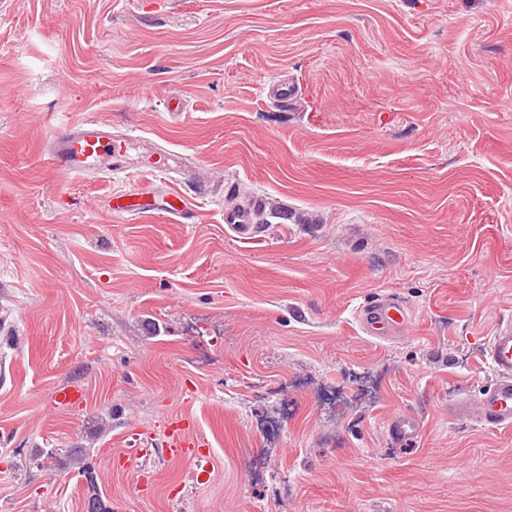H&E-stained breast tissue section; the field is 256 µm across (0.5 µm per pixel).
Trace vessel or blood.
Listing matches in <instances>:
<instances>
[{"label": "vessel or blood", "instance_id": "vessel-or-blood-1", "mask_svg": "<svg viewBox=\"0 0 512 512\" xmlns=\"http://www.w3.org/2000/svg\"><path fill=\"white\" fill-rule=\"evenodd\" d=\"M126 138L113 134L112 127L100 120L84 117L70 122L43 143V153L63 178L84 180L106 172L110 158L124 154ZM157 170L166 175V188L154 192L147 188L119 191L111 198L114 212L136 218L163 213L178 224L194 223L197 212L189 196L186 180L168 176L171 150L157 148ZM224 222L242 240L258 237L260 228L252 224L250 213L239 209L225 213ZM361 329L370 336L391 338L401 334L409 321L407 308L393 295L383 293L361 304L356 311ZM487 361L494 379L478 399L460 397L452 414L460 420H474L481 425L508 430L512 428V317L498 322L488 340ZM390 435L399 441L414 440L419 433L417 420L409 415L395 416ZM179 419L169 421L161 438L152 444L153 455L160 460L189 453L194 447Z\"/></svg>", "mask_w": 512, "mask_h": 512}]
</instances>
